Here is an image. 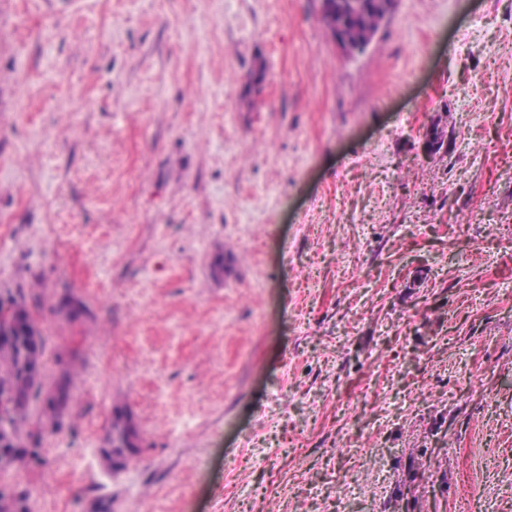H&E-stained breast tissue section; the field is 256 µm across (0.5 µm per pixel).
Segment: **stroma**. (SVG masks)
Instances as JSON below:
<instances>
[{"mask_svg": "<svg viewBox=\"0 0 512 512\" xmlns=\"http://www.w3.org/2000/svg\"><path fill=\"white\" fill-rule=\"evenodd\" d=\"M19 288L14 512H512V0H0ZM357 6L350 7L349 0H328L321 11V20L329 34H347L352 39L366 41V33L377 22L378 14L382 8V0H355ZM396 0H385L382 12L378 18V27L366 43L371 45L382 27L392 14ZM42 355L40 341L38 349L33 350L24 338L0 350V401L6 399L14 411V417L9 419L14 433L19 432L27 421L21 412L41 393L42 382H36L35 377L39 372L38 357Z\"/></svg>", "mask_w": 512, "mask_h": 512, "instance_id": "obj_1", "label": "stroma"}]
</instances>
